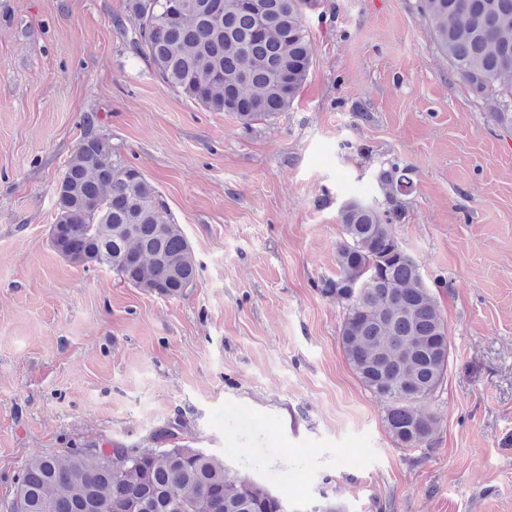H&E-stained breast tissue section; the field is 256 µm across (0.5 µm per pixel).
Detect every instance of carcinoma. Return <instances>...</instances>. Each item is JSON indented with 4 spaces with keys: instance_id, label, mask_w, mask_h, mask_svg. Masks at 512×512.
I'll list each match as a JSON object with an SVG mask.
<instances>
[{
    "instance_id": "carcinoma-1",
    "label": "carcinoma",
    "mask_w": 512,
    "mask_h": 512,
    "mask_svg": "<svg viewBox=\"0 0 512 512\" xmlns=\"http://www.w3.org/2000/svg\"><path fill=\"white\" fill-rule=\"evenodd\" d=\"M304 4L128 0L129 23L115 28L167 86L249 130L288 111L308 78ZM417 9L471 90L512 103V0H417ZM408 171L387 161L375 177L383 202L342 205L336 277L320 291L344 308L346 361L383 406L393 438L429 448L437 417L428 405L447 374L450 345L440 301L393 231L407 214ZM55 208L61 230L51 245L60 255L68 249L70 262L110 267L124 283L167 298L193 285L197 264L181 226L162 220L163 197L92 122L67 160ZM15 484L10 512H283L267 486L187 443L37 450Z\"/></svg>"
}]
</instances>
